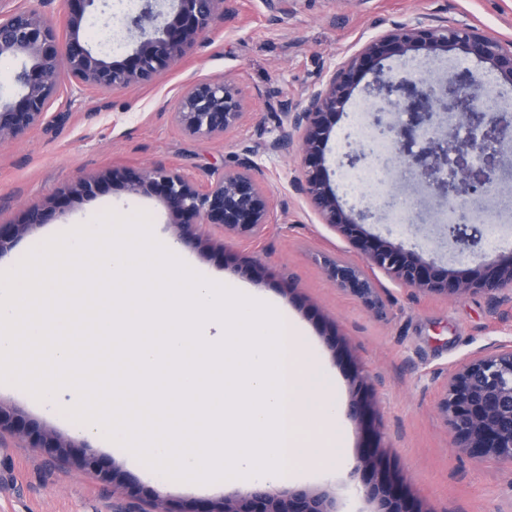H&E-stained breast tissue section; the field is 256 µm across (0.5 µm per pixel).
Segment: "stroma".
Instances as JSON below:
<instances>
[{"instance_id":"35a3bbf8","label":"stroma","mask_w":512,"mask_h":512,"mask_svg":"<svg viewBox=\"0 0 512 512\" xmlns=\"http://www.w3.org/2000/svg\"><path fill=\"white\" fill-rule=\"evenodd\" d=\"M139 0H112L108 11L91 7L83 33L94 49L123 60L135 36L115 25V15L135 12ZM232 18L213 24L204 42L188 50L156 82L101 94L67 73L55 78L56 97L41 125L0 144V225L23 223L26 209L46 206L44 224L8 236L0 247V268L13 266L49 235L91 222L107 209L147 212L155 232L179 239L162 198L128 192L122 180L147 167H162L202 181L233 165L235 157L264 129L278 134L275 106L300 100L321 85L342 61L368 41L403 24H467L512 41V0H285L274 11L267 0H231ZM231 79L239 86L249 119L220 137H191L172 119L176 98L188 83ZM383 107L380 98L356 94L337 119L325 148V165L335 184L340 138L351 132L367 140L363 105ZM256 175L283 203L276 224L260 239L225 236L218 224L193 225L180 241L183 255L204 273L244 284L278 299L305 326L308 344L334 374L336 398L348 408L354 397L352 373L369 384L370 422L342 417L346 443L336 471L306 472L299 486L327 492L336 512H377L363 483L372 472L357 466L371 442L383 465L420 512H512V466L471 456L454 446L436 410L450 368L481 348L512 341V311L489 310V298L466 292L444 298L399 285L374 271L382 308L372 311L326 277L324 256L361 261L360 250L322 224L292 183L302 175L297 154L259 152ZM92 180L90 194L73 196L79 180ZM0 407L29 428L62 439L68 429L37 409L10 384L0 383ZM75 447L95 454L105 481L74 463L34 447L31 437L0 429V512H150L163 500L170 512L232 499L242 488L163 483L127 465L120 449L88 439Z\"/></svg>"}]
</instances>
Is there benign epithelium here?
Wrapping results in <instances>:
<instances>
[{"label": "benign epithelium", "mask_w": 512, "mask_h": 512, "mask_svg": "<svg viewBox=\"0 0 512 512\" xmlns=\"http://www.w3.org/2000/svg\"><path fill=\"white\" fill-rule=\"evenodd\" d=\"M95 0H67L69 36L60 41L49 15L35 8L0 12V56L20 61L14 76L20 96L0 102V144L39 125L56 95L55 76L68 72L81 84L102 92L156 81L183 53L196 46L216 20L229 16L228 0H175L169 16L156 9V0H142L137 15L126 20L140 41L124 62L111 61L92 51L82 36L86 8ZM458 45L472 58L490 65L512 84V43L491 37L472 26L404 25L367 42L333 70L325 84L304 100L279 104V135L266 141L257 130L254 145L243 149L231 168L199 182L163 168L143 169L126 187L132 193L157 189L176 224H220L224 234L259 238L274 215L275 201L256 178L253 157L258 150H296L303 177L293 184L322 223L338 230L362 251L364 265L338 257L324 261L325 274L336 287L348 291L372 309L379 308L378 289L365 268H378L399 284L418 291L453 296L483 290L498 312L512 305V251L488 271L471 270L463 278L436 265L428 254L451 244L459 257L475 256L483 247L480 231L487 212L486 188L502 171L501 142L512 126V114L495 106L491 85L467 68L445 80L428 79L411 66L400 73L384 69L382 61L399 56L404 62H430L448 47ZM426 49L420 57L416 52ZM376 75V90L390 106L401 105V123L385 120L383 110L370 115L372 132L364 148L343 145L338 168H368L379 176L383 199L358 211L333 187L324 166V149L336 117L350 102L362 76ZM247 112L238 86L227 79L205 80L180 94L173 119L190 136H219L240 127ZM410 174L419 194L444 200L436 218L421 208L404 216L405 224L436 222V237L425 235L410 245L372 234L365 221L378 211L397 209L395 165ZM45 220V209L32 205L24 224L11 228L20 234ZM355 398L348 415L361 420L368 407V388L360 370L353 371ZM437 409L453 444L476 457L512 465V342L493 344L470 355L448 372ZM34 446L68 455V445L42 434ZM380 512H421L385 472L364 484ZM201 512H334L324 491L253 487L234 500L211 502Z\"/></svg>", "instance_id": "benign-epithelium-1"}]
</instances>
